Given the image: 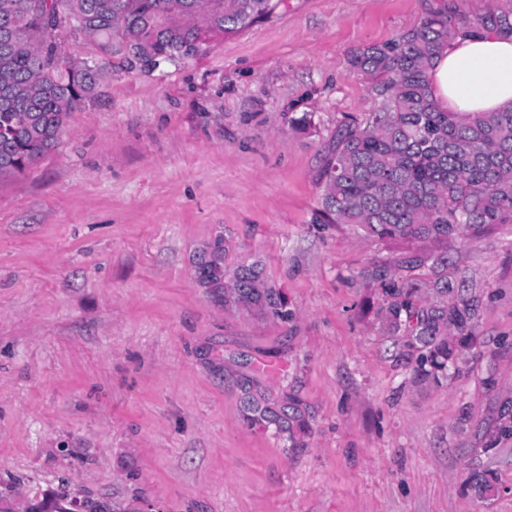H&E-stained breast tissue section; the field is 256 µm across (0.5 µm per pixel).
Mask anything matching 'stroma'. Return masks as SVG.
I'll use <instances>...</instances> for the list:
<instances>
[{
    "mask_svg": "<svg viewBox=\"0 0 512 512\" xmlns=\"http://www.w3.org/2000/svg\"><path fill=\"white\" fill-rule=\"evenodd\" d=\"M425 5L282 0L151 72L113 54L58 146L0 179V512L47 491L116 512H512V440L493 428L512 411V224L394 241L321 217L337 130L378 108L347 58ZM219 233L292 319L196 283ZM380 268L469 307L448 338L476 343L448 378H417ZM243 374L298 396L308 432L248 426ZM478 465L497 476L485 497L463 490Z\"/></svg>",
    "mask_w": 512,
    "mask_h": 512,
    "instance_id": "1",
    "label": "stroma"
}]
</instances>
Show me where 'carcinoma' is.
Listing matches in <instances>:
<instances>
[{"instance_id": "carcinoma-1", "label": "carcinoma", "mask_w": 512, "mask_h": 512, "mask_svg": "<svg viewBox=\"0 0 512 512\" xmlns=\"http://www.w3.org/2000/svg\"><path fill=\"white\" fill-rule=\"evenodd\" d=\"M281 0H0V176L25 172L53 149L70 112L92 101L108 69L71 64L56 32L84 34L98 47L118 43L143 53L151 69L197 56L202 31L233 33L271 14ZM512 37V0L473 17L447 3L425 7L420 23L383 44L353 51L348 63L378 101L364 120L344 122L322 171L323 216L389 240H443L462 229L484 233L512 223V111L448 112L433 100L429 70L441 47L462 33ZM229 247L217 234L194 262L197 283L224 308L254 309L286 320L283 292L267 285L259 263L227 269ZM395 298L384 318L409 333L421 378L448 376L455 347L448 328L470 318L465 306L414 303L384 269ZM243 420L291 437L306 432L294 396L269 400L250 376L239 379ZM495 472L475 467L464 489L479 496ZM108 512L105 505L41 501L29 512Z\"/></svg>"}]
</instances>
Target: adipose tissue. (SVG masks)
<instances>
[{
	"label": "adipose tissue",
	"mask_w": 512,
	"mask_h": 512,
	"mask_svg": "<svg viewBox=\"0 0 512 512\" xmlns=\"http://www.w3.org/2000/svg\"><path fill=\"white\" fill-rule=\"evenodd\" d=\"M433 98L451 112L512 109V40L494 33L457 36L436 57L430 72Z\"/></svg>",
	"instance_id": "1"
}]
</instances>
